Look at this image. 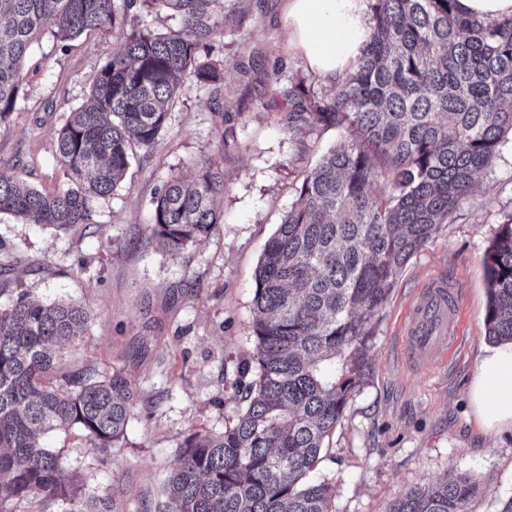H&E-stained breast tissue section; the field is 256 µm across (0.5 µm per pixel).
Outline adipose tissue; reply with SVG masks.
Returning a JSON list of instances; mask_svg holds the SVG:
<instances>
[{
  "label": "adipose tissue",
  "instance_id": "adipose-tissue-1",
  "mask_svg": "<svg viewBox=\"0 0 512 512\" xmlns=\"http://www.w3.org/2000/svg\"><path fill=\"white\" fill-rule=\"evenodd\" d=\"M366 0H286L291 41L324 80L358 58L366 32ZM470 406L484 430L512 433V342L486 350L473 376Z\"/></svg>",
  "mask_w": 512,
  "mask_h": 512
}]
</instances>
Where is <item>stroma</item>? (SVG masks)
<instances>
[{"label": "stroma", "instance_id": "obj_1", "mask_svg": "<svg viewBox=\"0 0 512 512\" xmlns=\"http://www.w3.org/2000/svg\"><path fill=\"white\" fill-rule=\"evenodd\" d=\"M285 9L286 0H227L238 22L224 38L220 104L186 80L165 135L152 150L135 149L121 186L96 203L95 224L58 231L0 215V308L21 291L84 307L90 320L66 350L65 367L119 370L135 384L125 437L109 457L76 429L44 438L62 479H82L83 493L108 496L115 512H159L184 438L223 432L242 406L256 267L304 172L342 142L330 129L299 154L267 107L275 66L324 85L291 47ZM117 44L112 33L92 31L65 46L47 34L33 45L16 110L0 125V173L45 192L62 187L57 133ZM239 60L252 63L249 75L239 73ZM228 126L234 136L226 140ZM204 161L224 169V221L203 242L167 253L150 235L151 200L169 177L192 179ZM476 181L457 220L411 257L379 313L370 374L314 473L333 487L335 512H387L450 470L487 486L472 512H500L512 498V435L484 432L468 402L490 346L484 259L512 214L511 138ZM436 278L456 285L462 309L458 345L439 364L408 357L403 336L414 296Z\"/></svg>", "mask_w": 512, "mask_h": 512}]
</instances>
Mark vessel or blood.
I'll return each instance as SVG.
<instances>
[{"label": "vessel or blood", "instance_id": "1", "mask_svg": "<svg viewBox=\"0 0 512 512\" xmlns=\"http://www.w3.org/2000/svg\"><path fill=\"white\" fill-rule=\"evenodd\" d=\"M461 313L455 290L447 281L432 282L414 299L405 329L410 353L446 361L460 334Z\"/></svg>", "mask_w": 512, "mask_h": 512}]
</instances>
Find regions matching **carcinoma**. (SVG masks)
<instances>
[{"label": "carcinoma", "mask_w": 512, "mask_h": 512, "mask_svg": "<svg viewBox=\"0 0 512 512\" xmlns=\"http://www.w3.org/2000/svg\"><path fill=\"white\" fill-rule=\"evenodd\" d=\"M354 67L315 91L302 79L282 93V127L301 152L334 128L343 145L323 155L268 241L252 307L256 378L224 432L190 433L168 479L171 512H333L331 485L310 475L325 440L369 374L374 325L394 280L440 224L455 221L512 135V17L489 21L457 0H368ZM166 10L181 29L143 17ZM224 0H0V124L16 110L26 57L51 24L61 44L110 30L118 48L95 74L88 103L56 139L64 187L42 192L0 174V214L59 230L96 223L93 203L125 179L133 149L168 128L184 77L224 96L214 54ZM224 172L205 161L195 181L157 190L149 231L168 253L224 223ZM487 336L512 341V215L485 259ZM80 306L25 292L0 310V512L39 500L59 512H112L62 482L44 433L78 429L108 451L125 436L135 387L121 371L70 372L62 358L88 323ZM486 492L449 470L395 500L389 512H470Z\"/></svg>", "instance_id": "cac0c4a2"}]
</instances>
